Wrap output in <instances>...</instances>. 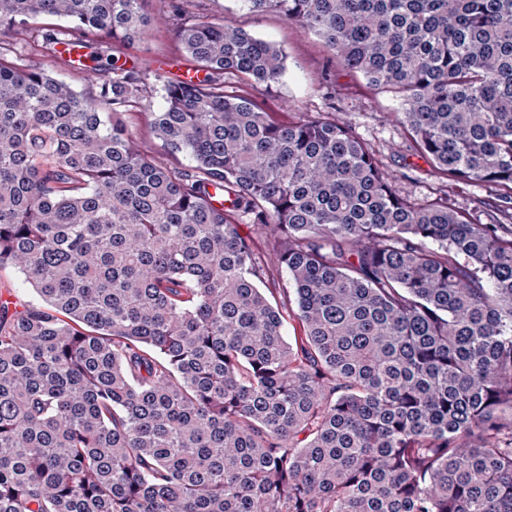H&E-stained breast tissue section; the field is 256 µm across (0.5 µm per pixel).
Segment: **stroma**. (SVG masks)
<instances>
[{
    "label": "stroma",
    "mask_w": 512,
    "mask_h": 512,
    "mask_svg": "<svg viewBox=\"0 0 512 512\" xmlns=\"http://www.w3.org/2000/svg\"><path fill=\"white\" fill-rule=\"evenodd\" d=\"M176 9L154 23L143 38L119 49L122 62L147 72L152 81L147 93L132 100L122 116L148 158L175 171L191 169L184 154L166 151L150 126L151 115L164 105L162 79L190 63L178 46L176 28L182 23L207 19L230 24L269 41L283 50L286 69L279 84L227 80L226 88L280 118H338L352 126L374 155L398 196L416 204L445 201L473 224H492L499 218V191L477 181H452L439 177L428 160L413 150L396 119L398 100L385 89L370 85L359 74L342 67L322 41L279 13H255L242 0H174ZM38 22H29L30 37L16 41L18 54L45 61L54 74L76 88L92 91L104 59L81 58L73 63L60 58L33 33Z\"/></svg>",
    "instance_id": "stroma-1"
}]
</instances>
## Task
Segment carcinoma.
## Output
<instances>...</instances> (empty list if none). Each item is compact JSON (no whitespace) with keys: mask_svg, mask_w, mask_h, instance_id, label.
<instances>
[{"mask_svg":"<svg viewBox=\"0 0 512 512\" xmlns=\"http://www.w3.org/2000/svg\"><path fill=\"white\" fill-rule=\"evenodd\" d=\"M145 2L0 0V33L113 48ZM242 2L394 93L414 150L512 220V0ZM177 38L203 77L150 125L188 173L118 118L145 73L114 57L87 94L0 56V269L35 297L0 301V512H512V229L400 198L342 121L224 91L278 83L275 45ZM262 288H267L265 291L270 296V292L272 291V295L276 298L283 297L284 292L288 290V295L292 300L291 307L295 309V304L293 302V292L292 287L288 283V275L284 269L279 268L277 265L270 264L269 265V273L266 276L264 286Z\"/></svg>","mask_w":512,"mask_h":512,"instance_id":"cac0c4a2","label":"carcinoma"}]
</instances>
